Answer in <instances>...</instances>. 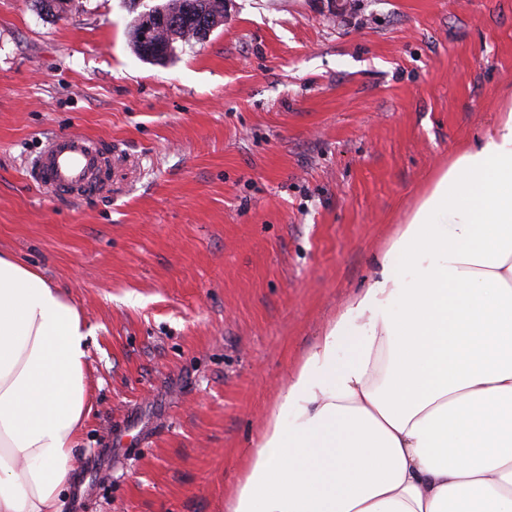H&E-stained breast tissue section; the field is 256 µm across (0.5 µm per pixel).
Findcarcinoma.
<instances>
[{
    "label": "carcinoma",
    "mask_w": 512,
    "mask_h": 512,
    "mask_svg": "<svg viewBox=\"0 0 512 512\" xmlns=\"http://www.w3.org/2000/svg\"><path fill=\"white\" fill-rule=\"evenodd\" d=\"M162 11L166 12L164 27L147 38L140 37L139 27L133 30L136 53L150 61L167 59L174 45L206 38L209 30L224 21L219 0H167Z\"/></svg>",
    "instance_id": "carcinoma-1"
}]
</instances>
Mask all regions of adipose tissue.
Here are the masks:
<instances>
[{
  "instance_id": "adipose-tissue-1",
  "label": "adipose tissue",
  "mask_w": 512,
  "mask_h": 512,
  "mask_svg": "<svg viewBox=\"0 0 512 512\" xmlns=\"http://www.w3.org/2000/svg\"><path fill=\"white\" fill-rule=\"evenodd\" d=\"M290 371L228 512H512V111L457 151ZM89 332L0 252V512H60Z\"/></svg>"
}]
</instances>
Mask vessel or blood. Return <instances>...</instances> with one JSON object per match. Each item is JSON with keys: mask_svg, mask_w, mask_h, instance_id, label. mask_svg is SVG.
<instances>
[{"mask_svg": "<svg viewBox=\"0 0 512 512\" xmlns=\"http://www.w3.org/2000/svg\"><path fill=\"white\" fill-rule=\"evenodd\" d=\"M29 179L58 197L97 196L111 186L112 153L101 140L85 133H60L40 151Z\"/></svg>", "mask_w": 512, "mask_h": 512, "instance_id": "vessel-or-blood-1", "label": "vessel or blood"}]
</instances>
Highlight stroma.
Here are the masks:
<instances>
[{"label":"stroma","instance_id":"obj_1","mask_svg":"<svg viewBox=\"0 0 512 512\" xmlns=\"http://www.w3.org/2000/svg\"><path fill=\"white\" fill-rule=\"evenodd\" d=\"M164 2L0 0V252L91 331L61 512H226L287 370L512 109V0H226L150 62L130 31ZM70 130L110 146L108 194L28 183Z\"/></svg>","mask_w":512,"mask_h":512}]
</instances>
